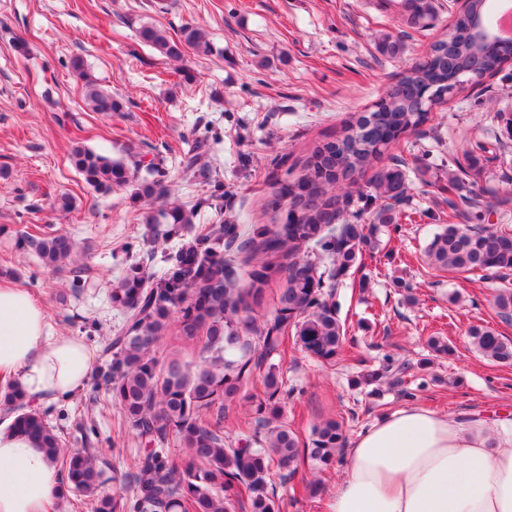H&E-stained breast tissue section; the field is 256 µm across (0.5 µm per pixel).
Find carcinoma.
<instances>
[{
    "instance_id": "1",
    "label": "carcinoma",
    "mask_w": 512,
    "mask_h": 512,
    "mask_svg": "<svg viewBox=\"0 0 512 512\" xmlns=\"http://www.w3.org/2000/svg\"><path fill=\"white\" fill-rule=\"evenodd\" d=\"M407 36L422 35L436 18L434 0H400ZM488 0H469L454 18L449 37L431 43L424 61L404 67L385 96L369 112L360 113L336 138L313 145L296 180L300 191L275 187L274 202L288 200L286 223L275 230L256 228L240 240L239 227L221 224L193 229L198 206L188 211L171 203L145 218L147 224H167L165 235L190 237L163 254L166 271L148 276L138 259L125 267L110 290L112 306L121 311V326L103 346L104 365L95 373V388H104L118 404L123 424L142 447L135 450L128 471L107 475V463L97 448L94 425L76 424L86 447H66L64 430L51 425L47 412L34 408L16 385L3 387L0 403L13 414L10 429L36 441L62 474L63 489L91 499L94 512H280L273 476L294 479L307 461L322 469L343 462L344 422L327 419L312 429L300 445L297 435L280 420L282 403L290 391L280 371L288 337L308 356L331 365L341 355L345 336L336 311V284L327 283L317 261L302 252L314 245L319 256L336 265L335 279L346 272L358 254L375 247V233L398 223L408 201V162L387 156L391 144L430 120L428 98L445 100L461 79L475 72L497 74L507 56L500 40L474 32V18L488 14ZM140 42L163 55L179 58L187 46L198 54L211 52L206 33L195 26L181 29L177 40L153 25L138 30ZM379 51L399 57L403 39L391 35L378 42ZM72 70L83 82L84 100L92 112H118L121 103L102 88L75 57ZM72 167L95 192L134 188L135 194L157 199L170 194L165 173L150 162L129 165L84 145L72 148ZM472 151L451 156L454 166L448 191L460 190L475 176ZM380 202L374 224H352L346 219L349 192L368 171ZM487 209L480 196L448 198V218H463L467 226L448 223L435 233L425 249L428 264L438 272L481 273L499 280L494 308L504 320L512 319V225H485ZM20 245L55 270L70 269V288H82L83 269L76 263L75 240L59 232L28 234ZM249 248L261 262L252 272L251 287H234L235 268L224 251ZM282 275L275 312L259 313L265 286ZM171 333L185 347L202 344L203 358L191 364L177 354L161 362L158 342ZM475 348L498 362L512 364V342L488 327L470 330ZM262 378L263 398L254 405L256 427L245 442L224 438V416L241 390ZM174 438L186 455L175 461L166 446ZM126 482L125 489L105 491L108 481Z\"/></svg>"
}]
</instances>
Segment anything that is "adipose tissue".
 Wrapping results in <instances>:
<instances>
[{"instance_id": "1", "label": "adipose tissue", "mask_w": 512, "mask_h": 512, "mask_svg": "<svg viewBox=\"0 0 512 512\" xmlns=\"http://www.w3.org/2000/svg\"><path fill=\"white\" fill-rule=\"evenodd\" d=\"M81 339L51 335L27 290L0 284V375L32 399L82 388L93 366ZM62 478L26 436L0 430V512H49ZM327 512H512V420H463L408 406L358 434Z\"/></svg>"}]
</instances>
